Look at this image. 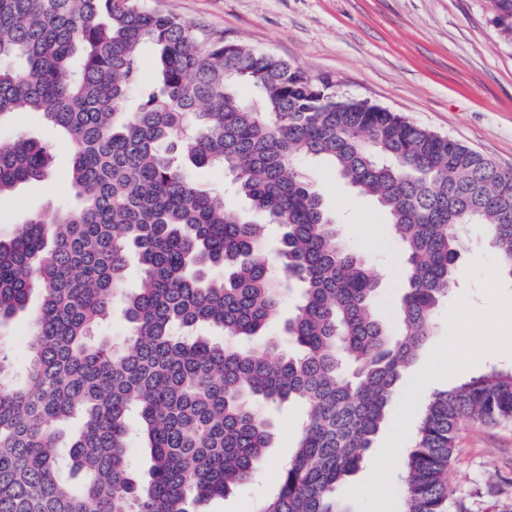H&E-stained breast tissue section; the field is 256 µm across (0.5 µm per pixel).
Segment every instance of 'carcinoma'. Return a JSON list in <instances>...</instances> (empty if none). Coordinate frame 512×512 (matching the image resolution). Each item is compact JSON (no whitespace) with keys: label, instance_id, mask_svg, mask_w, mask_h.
Here are the masks:
<instances>
[{"label":"carcinoma","instance_id":"carcinoma-1","mask_svg":"<svg viewBox=\"0 0 512 512\" xmlns=\"http://www.w3.org/2000/svg\"><path fill=\"white\" fill-rule=\"evenodd\" d=\"M491 14L512 43V0H491ZM145 43L156 85L140 82ZM17 112L67 136L79 206L0 237V324L33 289L42 296L23 384L0 346V512H197L266 464L257 401L305 410L259 512H343L338 486L373 448L457 286L466 226H484L512 279L511 169L147 0H0V125ZM302 159L329 162L387 215L403 256L394 321ZM51 163L23 135L1 142L0 196ZM191 166L222 168L248 208L202 189ZM268 222L280 228L277 274L262 257ZM131 255L142 276L126 294ZM292 282L300 300L279 349L260 338ZM119 294L129 335L93 341ZM202 326L223 341L200 339ZM70 419L75 483L60 476L57 444ZM466 422L512 423V367L430 395L401 462V512H451L447 471ZM136 440L151 460L141 486Z\"/></svg>","mask_w":512,"mask_h":512}]
</instances>
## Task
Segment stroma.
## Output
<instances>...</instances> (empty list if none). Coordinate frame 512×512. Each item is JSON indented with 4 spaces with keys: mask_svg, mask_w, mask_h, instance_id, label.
<instances>
[{
    "mask_svg": "<svg viewBox=\"0 0 512 512\" xmlns=\"http://www.w3.org/2000/svg\"><path fill=\"white\" fill-rule=\"evenodd\" d=\"M204 31L282 57L310 76L331 77L342 94L402 113L512 167V44L490 22L489 0H149ZM9 129L44 144L53 156L46 178L0 197V234L35 214L52 216L75 203L64 134L29 112ZM342 235L370 261L381 301L393 299L394 245L385 213L336 181L323 162L306 163ZM496 261L482 225L467 228L460 286L439 308L435 329L403 377L359 469L336 492L344 512H400L399 467L426 398L484 373L512 367V282L490 289ZM274 440L268 462L249 486L202 504L201 512H254L277 486L280 468L300 435L303 410L268 407ZM452 512H512V425L468 426L448 470Z\"/></svg>",
    "mask_w": 512,
    "mask_h": 512,
    "instance_id": "1",
    "label": "stroma"
}]
</instances>
